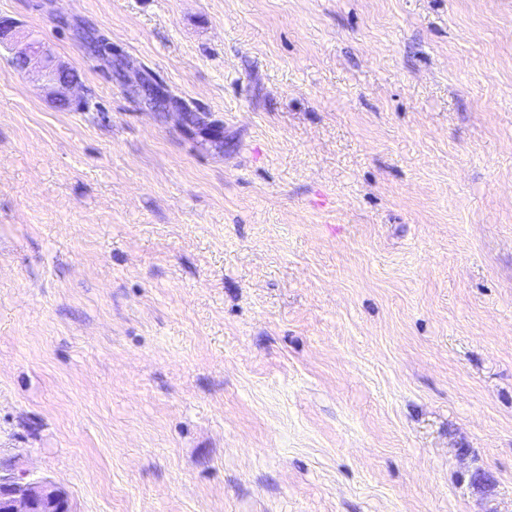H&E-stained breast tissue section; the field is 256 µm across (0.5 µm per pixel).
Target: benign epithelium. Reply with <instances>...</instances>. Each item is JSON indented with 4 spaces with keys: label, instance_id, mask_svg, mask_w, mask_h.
I'll use <instances>...</instances> for the list:
<instances>
[{
    "label": "benign epithelium",
    "instance_id": "7a95c632",
    "mask_svg": "<svg viewBox=\"0 0 512 512\" xmlns=\"http://www.w3.org/2000/svg\"><path fill=\"white\" fill-rule=\"evenodd\" d=\"M23 44L13 56L20 69L42 84L57 108L66 109L76 103L71 91L78 86L75 72L62 63L44 42L22 34L16 26L0 22V45ZM149 77L127 82L128 89L142 95L157 110H167L176 101L166 92L156 96L148 85ZM0 512H74L69 495L46 480H30L24 474H0Z\"/></svg>",
    "mask_w": 512,
    "mask_h": 512
}]
</instances>
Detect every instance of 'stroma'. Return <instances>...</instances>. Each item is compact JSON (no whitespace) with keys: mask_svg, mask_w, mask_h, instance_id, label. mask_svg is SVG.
<instances>
[{"mask_svg":"<svg viewBox=\"0 0 512 512\" xmlns=\"http://www.w3.org/2000/svg\"><path fill=\"white\" fill-rule=\"evenodd\" d=\"M0 18L80 80L59 110L0 49V472L75 512H512V0ZM150 78L147 76H140L137 81H127L128 89L137 95H144L150 102L149 104L157 110H167L170 107L176 106V101L170 97L164 90L161 92V98L159 99L149 88L147 83Z\"/></svg>","mask_w":512,"mask_h":512,"instance_id":"obj_1","label":"stroma"}]
</instances>
